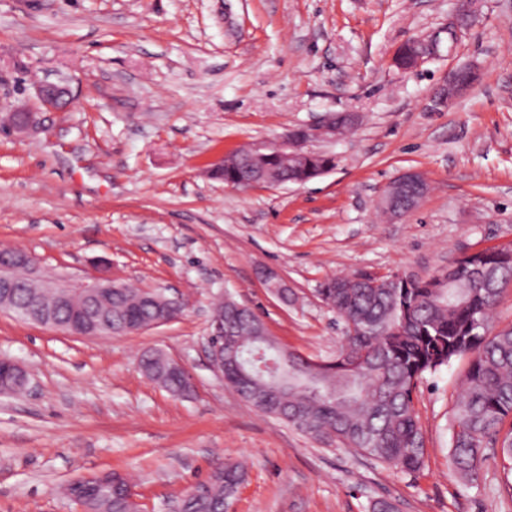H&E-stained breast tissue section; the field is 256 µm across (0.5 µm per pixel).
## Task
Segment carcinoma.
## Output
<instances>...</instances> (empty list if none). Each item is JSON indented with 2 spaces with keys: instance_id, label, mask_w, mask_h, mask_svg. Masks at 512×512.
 Listing matches in <instances>:
<instances>
[{
  "instance_id": "carcinoma-1",
  "label": "carcinoma",
  "mask_w": 512,
  "mask_h": 512,
  "mask_svg": "<svg viewBox=\"0 0 512 512\" xmlns=\"http://www.w3.org/2000/svg\"><path fill=\"white\" fill-rule=\"evenodd\" d=\"M416 50L409 40L394 58L412 67ZM231 163L212 175L225 184L247 182L254 175L251 150L229 156ZM326 154L296 166L272 159L274 175L305 182L332 165ZM451 287L439 288L438 277L343 276L319 292L323 303L344 324V343L332 358L305 357L285 348L275 337L256 336L262 319L245 307L224 310V333L241 348L238 363L224 364V384L256 410L282 419L320 443L339 442L374 461L406 473L419 471L425 440L414 395L426 374L456 358L468 359L462 390L453 408L450 448L455 471L478 478L487 450L501 441L512 456V429L502 433L512 416V328L490 334L489 315L505 286L512 284V263L492 251L458 258L450 266ZM168 309L136 288H126L112 303L116 323L146 326L166 320ZM144 374L173 394L189 390L183 372L170 369L160 353L141 360ZM246 472L226 463L210 477L203 494L187 493L184 512H225Z\"/></svg>"
}]
</instances>
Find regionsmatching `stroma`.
Listing matches in <instances>:
<instances>
[{"label": "stroma", "instance_id": "35a3bbf8", "mask_svg": "<svg viewBox=\"0 0 512 512\" xmlns=\"http://www.w3.org/2000/svg\"><path fill=\"white\" fill-rule=\"evenodd\" d=\"M433 38L410 70L398 47ZM38 77H66V112L28 135L0 131V250L35 255L45 280L112 278L187 303L176 320L115 337L71 336L0 311V357L23 392L0 395V512H78L73 479L133 477L147 512H171L216 468L242 464L233 512H512L491 454L468 482L450 463V417L466 360L419 386L426 441L407 474L326 446L247 404L205 352L215 299L251 308L270 334L334 356L343 323L318 290L332 277L446 271L460 253L512 247V0H0V116ZM478 80L448 108V74ZM330 112H355L334 156L303 184L236 190L211 174L224 153L280 142ZM416 170L430 190L401 220L380 198ZM275 272L282 302L264 282ZM178 358L193 392L171 395L140 370L144 351ZM4 372L7 373V378H4ZM27 383V373L20 364L10 359L0 358V394L22 391Z\"/></svg>", "mask_w": 512, "mask_h": 512}]
</instances>
